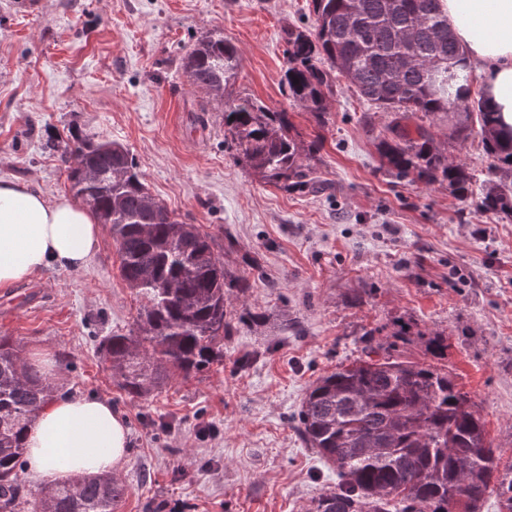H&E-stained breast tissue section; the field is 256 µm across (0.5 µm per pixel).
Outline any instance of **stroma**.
I'll return each mask as SVG.
<instances>
[{
	"label": "stroma",
	"instance_id": "stroma-1",
	"mask_svg": "<svg viewBox=\"0 0 512 512\" xmlns=\"http://www.w3.org/2000/svg\"><path fill=\"white\" fill-rule=\"evenodd\" d=\"M312 28L308 0H0V177L68 194L46 148L72 128L126 146L150 192L177 220L216 239L238 325L224 361L175 376L148 396L121 390L103 337L135 327L140 301L119 274L109 225L79 270L49 268L0 288V336L24 356L67 362L59 386L123 411L125 487L117 512H308L338 478L301 439L298 413L319 378L361 355L364 329L396 325L450 338L448 369L478 403L486 437L512 463V221L446 188L380 169L388 118L347 91L324 123L282 92L285 25ZM223 31L242 54L235 91L286 111L304 140L321 137V194L261 183L224 142V105L192 86L182 58Z\"/></svg>",
	"mask_w": 512,
	"mask_h": 512
}]
</instances>
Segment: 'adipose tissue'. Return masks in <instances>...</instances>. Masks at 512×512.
Instances as JSON below:
<instances>
[{
  "label": "adipose tissue",
  "instance_id": "ef3b65f1",
  "mask_svg": "<svg viewBox=\"0 0 512 512\" xmlns=\"http://www.w3.org/2000/svg\"><path fill=\"white\" fill-rule=\"evenodd\" d=\"M443 8L479 66L488 105L512 126V0H443ZM99 236L92 208L0 178V288L48 267L84 268ZM24 446L26 472L51 488L116 470L126 457L128 427L107 400L56 392L27 427Z\"/></svg>",
  "mask_w": 512,
  "mask_h": 512
}]
</instances>
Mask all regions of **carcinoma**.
I'll list each match as a JSON object with an SVG mask.
<instances>
[{
	"instance_id": "cac0c4a2",
	"label": "carcinoma",
	"mask_w": 512,
	"mask_h": 512,
	"mask_svg": "<svg viewBox=\"0 0 512 512\" xmlns=\"http://www.w3.org/2000/svg\"><path fill=\"white\" fill-rule=\"evenodd\" d=\"M314 29L286 26L288 98L324 123L339 74L358 97L390 116L377 143L380 170L396 180L447 187L462 201L512 220V128L504 129L474 89L470 60L443 9V0H310ZM242 67L237 45L223 34L201 36L183 58L191 85L224 103V137L237 158L265 184L284 191L321 189L311 164L318 141L305 143L285 111L234 94ZM299 83H294V80ZM448 119V146L480 137L489 159L477 182L427 125ZM70 191L92 198L108 224L119 272L141 300L137 330L106 336L100 350L118 385L143 397L171 376L184 379L224 361V338L236 325L261 322L249 310L228 311L224 295H244L250 281L233 275L215 239L178 221L156 201L135 159L120 144L74 132L54 138ZM479 190H474V186ZM364 331L365 358L318 379L299 413L305 442L336 468V488L309 512H480L492 491L500 512H512V464L487 441L478 405L444 368L410 360L400 343L374 342ZM437 360L448 358V337L425 341ZM52 390L9 336H0V512H116L124 486L91 475L33 498L20 482L23 436Z\"/></svg>"
}]
</instances>
